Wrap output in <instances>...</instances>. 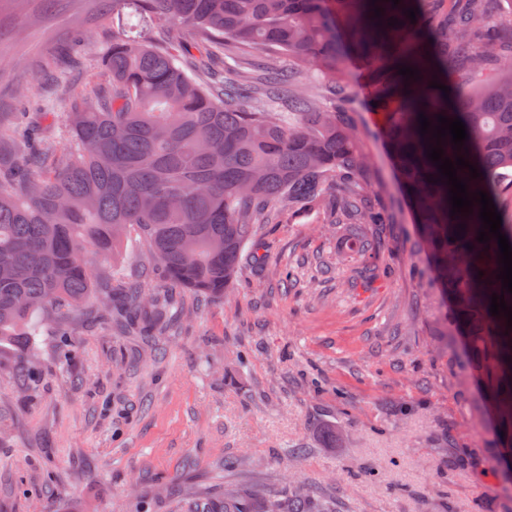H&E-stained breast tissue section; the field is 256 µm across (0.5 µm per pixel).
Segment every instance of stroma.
<instances>
[{
  "label": "stroma",
  "instance_id": "35a3bbf8",
  "mask_svg": "<svg viewBox=\"0 0 512 512\" xmlns=\"http://www.w3.org/2000/svg\"><path fill=\"white\" fill-rule=\"evenodd\" d=\"M121 23L88 0H0V113L61 142L57 113L104 82ZM354 84L365 177L391 217L361 283L346 246L367 227L312 215L265 225L223 298L173 289L161 336H120L94 314L68 365L48 333L0 352V512H193L228 488L265 499L292 484L339 512H512L493 407ZM319 257L338 258L330 275Z\"/></svg>",
  "mask_w": 512,
  "mask_h": 512
}]
</instances>
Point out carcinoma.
<instances>
[{"label":"carcinoma","mask_w":512,"mask_h":512,"mask_svg":"<svg viewBox=\"0 0 512 512\" xmlns=\"http://www.w3.org/2000/svg\"><path fill=\"white\" fill-rule=\"evenodd\" d=\"M109 2L157 20L160 43L112 32L102 57L111 81L60 115L66 152L35 145L17 125L0 138V149L41 159L37 169L16 163L0 173V348L30 349L49 322L70 359L74 312L92 299L110 307L122 299L131 325L161 334L162 323L143 313L170 311L164 291L148 299L124 268L96 272L81 257L86 247L117 254L132 231L167 284L220 298L262 224L291 223L310 210L324 224L389 223L363 179L365 153L349 120V64L358 63L511 461L512 328L489 308L502 294L512 310V293L498 279L497 239L477 240L479 203L450 215V186L427 149L438 144L450 160L461 156L478 169L476 179L467 167L457 177L468 193L488 194L512 243V23L504 30L491 20L490 0ZM410 8L418 9L414 23ZM308 66L317 79L301 89L295 76ZM403 66L419 74H398ZM421 113L431 122L425 135ZM439 115L465 124L462 150L449 135L432 138ZM374 248L365 235L352 253L362 263ZM114 282L124 283L119 298ZM254 500L231 492L220 512H334L297 486L285 502L257 510Z\"/></svg>","instance_id":"cac0c4a2"}]
</instances>
